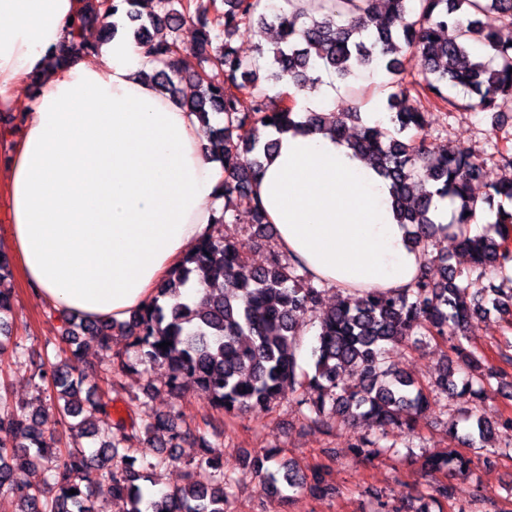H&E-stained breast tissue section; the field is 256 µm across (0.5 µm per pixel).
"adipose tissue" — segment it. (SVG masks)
I'll return each instance as SVG.
<instances>
[{
  "instance_id": "adipose-tissue-1",
  "label": "adipose tissue",
  "mask_w": 512,
  "mask_h": 512,
  "mask_svg": "<svg viewBox=\"0 0 512 512\" xmlns=\"http://www.w3.org/2000/svg\"><path fill=\"white\" fill-rule=\"evenodd\" d=\"M82 0H0V204L27 286L85 319L122 322L148 305L222 215L224 161L203 124L149 81L147 49L119 31L72 57ZM254 195L278 248L333 288L407 287L424 258L398 224L389 181L324 132L292 129Z\"/></svg>"
}]
</instances>
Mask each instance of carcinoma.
Segmentation results:
<instances>
[{
    "label": "carcinoma",
    "instance_id": "cac0c4a2",
    "mask_svg": "<svg viewBox=\"0 0 512 512\" xmlns=\"http://www.w3.org/2000/svg\"><path fill=\"white\" fill-rule=\"evenodd\" d=\"M499 15L502 26L512 29V0H284L282 6L261 7V0H156V10L143 17L137 0H91L74 22L71 53L88 55L96 45L86 42L80 30L98 15L121 14L133 25L135 39L149 46L153 79L182 99L185 108L204 121L219 117L211 128L213 146L224 154V211L219 223L228 224L240 206H246L255 223L266 224L252 196L253 180L262 158L271 155L277 141L269 130L285 132L297 126L293 107L282 103L283 93L269 95L267 88L289 80L296 88L311 89L320 82V70L350 83L358 70L382 69L390 76L388 109L393 111V131L373 127L352 143L391 183L398 223L412 228L409 240L422 252L420 275L406 288L392 291L352 289L319 315L317 344L312 349L314 373L300 371V322L320 304L321 289L300 262L274 254L267 265L249 264L236 242L219 234L203 238L195 250L156 289L154 301L120 327L145 365L166 369V386L181 393L190 386L205 391L211 403L226 412L267 408L287 396L309 411V419L327 423L341 416L349 424L363 421L371 435L358 437L357 456L391 450L380 441L394 429L411 434L431 398L413 378L391 366L386 345L420 343L424 338L449 343L451 355L436 386L444 393L475 402L482 386L502 380L512 369V352L500 354L502 365L488 363L476 345L475 320L489 309L512 316V277L504 275L512 264L509 225L512 213L497 214L479 233V197L474 186L484 175L461 145L432 147L409 135L422 128L425 112L413 94L470 112L496 116L512 110V41L501 30L483 24L481 16ZM195 26L189 49L176 40L153 42L149 28L178 29L184 22ZM277 26L279 41L258 47V59L241 58L232 37L245 28L259 32ZM414 49L425 60L422 78L405 81L404 54ZM267 59L262 67L259 60ZM453 89L459 97L448 95ZM270 122H265V119ZM359 112H310L305 124L345 137L347 123ZM499 165L508 174L490 186L496 196L512 199V149L496 147ZM449 196L456 204L454 223L448 226L471 267L462 277L448 258L434 254L431 241L442 230L434 220V198ZM9 272L7 255L0 251V354L11 350L14 359L22 347L11 343L12 330L5 316L12 309V289L3 287ZM501 274L503 289L481 281ZM197 275L206 296L192 305L180 301V288ZM63 335L75 344L69 356L47 361L33 375L35 385L50 389L59 423L72 444L55 449L47 443L39 421L42 410L31 412L0 392V494L9 495L15 512H94L100 495L122 499L126 512H226L234 479L220 463L202 456L188 463L186 482L174 490L156 488L151 470L166 462L142 458V469L127 455L134 448L155 447L159 434H168L170 447L191 436L170 416L151 417L141 429L116 424V431L100 436V422L110 419L108 403L85 394L82 376L76 374L81 336L107 349L112 324L84 323L66 316ZM169 341L162 349L158 344ZM282 371H277V368ZM127 363L122 355L110 359L107 380L120 388L118 375ZM355 378L348 384L344 375ZM467 419L480 446L483 464L496 465L512 456V446L484 444L497 428L512 429V416L492 422L475 411ZM90 439L93 448L80 445ZM271 457H257L252 472L263 493L306 490L324 496L331 488L321 473L308 478L292 465L267 466ZM470 458L455 454L430 455L421 468L466 479ZM32 467L44 472L40 483H18L14 469ZM77 493L71 495L69 491ZM458 484L439 482L429 495L431 503L452 500Z\"/></svg>",
    "mask_w": 512,
    "mask_h": 512
}]
</instances>
